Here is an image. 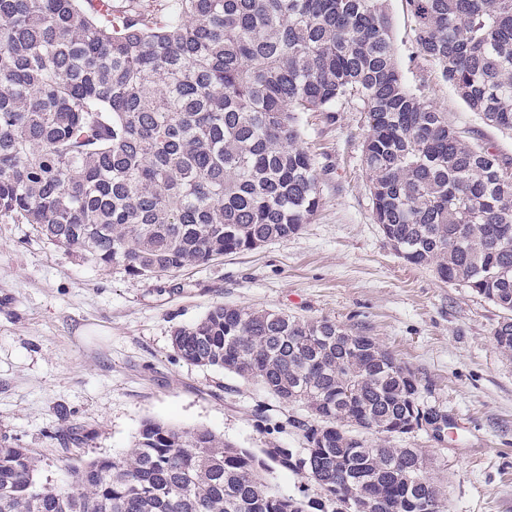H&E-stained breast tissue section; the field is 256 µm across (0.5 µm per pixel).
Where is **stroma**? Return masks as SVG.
<instances>
[{
    "label": "stroma",
    "mask_w": 512,
    "mask_h": 512,
    "mask_svg": "<svg viewBox=\"0 0 512 512\" xmlns=\"http://www.w3.org/2000/svg\"><path fill=\"white\" fill-rule=\"evenodd\" d=\"M406 82L454 127L512 158V135L486 125L437 69L414 62L404 0H388ZM320 170V207L298 234L169 276L133 277L66 255L35 225L0 220V439L33 449L46 473L127 454L145 421L205 428L237 447L301 448L274 428L289 407L257 383L175 354L171 336L218 304L327 318L372 337L410 369L441 434L394 438L418 449L448 512H512V359L497 349L500 311L469 289L398 257L374 222L360 103L334 119L301 116ZM77 429L78 447L62 433Z\"/></svg>",
    "instance_id": "35a3bbf8"
}]
</instances>
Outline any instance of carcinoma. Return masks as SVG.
<instances>
[{
    "label": "carcinoma",
    "instance_id": "obj_1",
    "mask_svg": "<svg viewBox=\"0 0 512 512\" xmlns=\"http://www.w3.org/2000/svg\"><path fill=\"white\" fill-rule=\"evenodd\" d=\"M92 2L0 0V219L136 277L286 239L320 204L300 115L353 95L375 223L407 263L506 313L493 336L512 358V162L407 84L387 0H166L158 19ZM404 2L416 58L512 134V0ZM172 347L301 407L288 426L306 447L264 460L148 420L130 453L55 482L3 439L0 512H448L425 456L389 445L425 406L373 338L217 304ZM268 459L315 472L316 496L272 490Z\"/></svg>",
    "mask_w": 512,
    "mask_h": 512
}]
</instances>
